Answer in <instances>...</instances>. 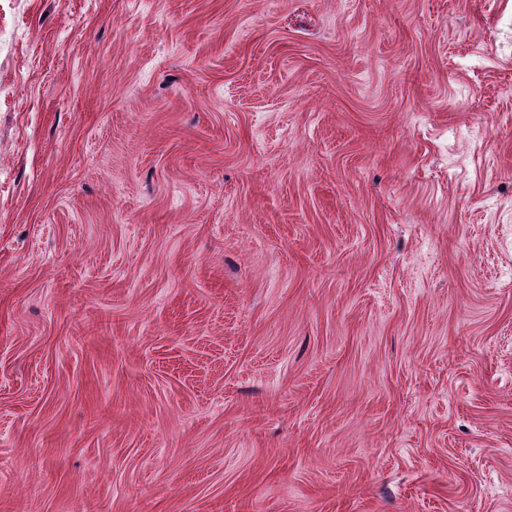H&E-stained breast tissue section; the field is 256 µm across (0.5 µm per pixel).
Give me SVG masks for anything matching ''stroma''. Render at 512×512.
<instances>
[{
	"label": "stroma",
	"mask_w": 512,
	"mask_h": 512,
	"mask_svg": "<svg viewBox=\"0 0 512 512\" xmlns=\"http://www.w3.org/2000/svg\"><path fill=\"white\" fill-rule=\"evenodd\" d=\"M0 512H512V0H0Z\"/></svg>",
	"instance_id": "35a3bbf8"
}]
</instances>
